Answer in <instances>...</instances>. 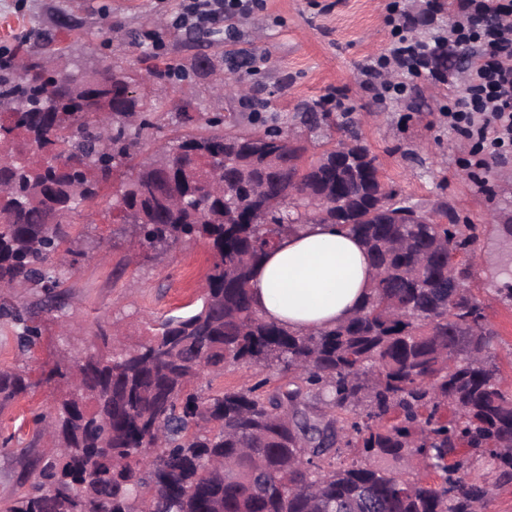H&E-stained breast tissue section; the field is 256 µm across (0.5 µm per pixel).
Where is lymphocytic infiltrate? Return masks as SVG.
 Here are the masks:
<instances>
[{"instance_id": "1", "label": "lymphocytic infiltrate", "mask_w": 512, "mask_h": 512, "mask_svg": "<svg viewBox=\"0 0 512 512\" xmlns=\"http://www.w3.org/2000/svg\"><path fill=\"white\" fill-rule=\"evenodd\" d=\"M249 0H183L180 24L207 29ZM448 38L469 45L464 80H449L448 125L494 150L512 149V0H456Z\"/></svg>"}]
</instances>
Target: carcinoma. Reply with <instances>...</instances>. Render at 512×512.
I'll return each instance as SVG.
<instances>
[{"mask_svg":"<svg viewBox=\"0 0 512 512\" xmlns=\"http://www.w3.org/2000/svg\"><path fill=\"white\" fill-rule=\"evenodd\" d=\"M30 29L0 52V292L51 302L89 240L68 219L121 178L110 203L128 250L147 258L187 238L213 262L199 309L126 346L99 325L104 353L62 352L42 372L53 415L34 416L26 448L48 438L34 480L0 512H483L512 481V388L498 332L473 293L474 224H438L383 179L349 109L314 101L295 118L313 144L289 143L288 118L217 133L191 103H146L129 76L44 78ZM411 73L448 79L445 41ZM169 127L165 141H146ZM415 218L390 222L391 206ZM311 221L359 238L375 270L349 320L293 334L253 309L254 267ZM241 361L272 369L246 389H199ZM39 385L0 370V411ZM415 461L406 476L372 462Z\"/></svg>","mask_w":512,"mask_h":512,"instance_id":"cac0c4a2","label":"carcinoma"}]
</instances>
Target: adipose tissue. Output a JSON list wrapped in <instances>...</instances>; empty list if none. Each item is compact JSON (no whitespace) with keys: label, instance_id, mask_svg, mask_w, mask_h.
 <instances>
[{"label":"adipose tissue","instance_id":"adipose-tissue-1","mask_svg":"<svg viewBox=\"0 0 512 512\" xmlns=\"http://www.w3.org/2000/svg\"><path fill=\"white\" fill-rule=\"evenodd\" d=\"M373 277L358 240L335 225L312 222L280 239L255 267L253 307L293 333L328 329L355 314Z\"/></svg>","mask_w":512,"mask_h":512}]
</instances>
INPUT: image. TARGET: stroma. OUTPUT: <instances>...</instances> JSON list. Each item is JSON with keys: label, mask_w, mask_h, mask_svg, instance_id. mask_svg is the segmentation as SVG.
Masks as SVG:
<instances>
[{"label": "stroma", "mask_w": 512, "mask_h": 512, "mask_svg": "<svg viewBox=\"0 0 512 512\" xmlns=\"http://www.w3.org/2000/svg\"><path fill=\"white\" fill-rule=\"evenodd\" d=\"M255 2L249 11L225 14V45L202 50L189 42L188 29L174 24L182 0H0V47L11 45L34 23L51 32L55 13L64 10L85 33L71 44V70L89 73L110 60L140 73L145 68L142 51L150 49L180 74L147 81L142 90L148 97L166 99L181 88L192 104L238 119L240 130L249 128L250 107L235 97L213 96V74L256 86L259 97L278 112L291 113L316 100L352 108L361 138L377 156L387 182L418 200L443 197L466 223L477 225L481 246L471 256L477 296L500 336L498 360L512 363V305L496 300L497 283L488 274L491 244L501 237L492 217L512 213V155L491 163L487 171L474 168L473 142L448 126L447 85L424 71L396 69L389 59L393 42L406 33L405 15L413 0ZM231 49L253 52L256 63L235 66L227 55ZM202 51L213 73L197 69ZM72 221L76 228H88L92 243L67 274L59 308L48 309L32 295L17 299V307L44 327L31 352L19 351L21 324L0 316V369H37L58 350L75 345L94 351V334L106 321L137 339L162 319L185 314L201 302L211 265L207 240L185 241L149 262L130 256L104 202ZM64 321L80 324V332L61 335ZM52 403V386L42 385L0 412V438L12 439L11 447H0V501L18 493L26 470L20 450L33 434L32 416L49 411Z\"/></svg>", "instance_id": "35a3bbf8"}]
</instances>
